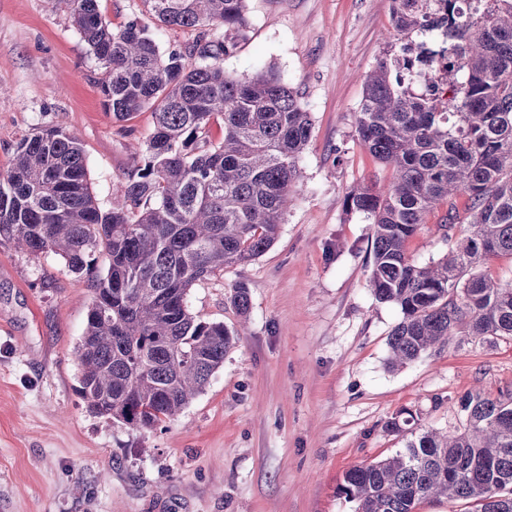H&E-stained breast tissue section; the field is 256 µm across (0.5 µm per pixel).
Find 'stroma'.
Masks as SVG:
<instances>
[{
  "instance_id": "obj_1",
  "label": "stroma",
  "mask_w": 512,
  "mask_h": 512,
  "mask_svg": "<svg viewBox=\"0 0 512 512\" xmlns=\"http://www.w3.org/2000/svg\"><path fill=\"white\" fill-rule=\"evenodd\" d=\"M390 0H248L246 36L224 60L244 79L271 69L310 112L296 200L274 244L190 289L200 319L239 338L178 418L136 430L91 412L76 348L92 292L53 254L0 245V512H356L354 465L394 455L391 418L454 433L459 400L512 390V340L450 345L388 365L402 314L367 285L373 226L347 193L389 173L361 145L356 112L391 29ZM101 71L62 0H0V173L18 140L57 126L82 141L90 190L111 207L153 131L150 110L106 114ZM437 206L409 241L445 253ZM249 289L247 315L230 301Z\"/></svg>"
}]
</instances>
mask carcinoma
Returning <instances> with one entry per match:
<instances>
[{"label": "carcinoma", "mask_w": 512, "mask_h": 512, "mask_svg": "<svg viewBox=\"0 0 512 512\" xmlns=\"http://www.w3.org/2000/svg\"><path fill=\"white\" fill-rule=\"evenodd\" d=\"M62 2L102 66L105 111L121 121L149 109L154 132L110 209L90 191L78 136L48 127L20 138L0 174V244L52 253L87 278L80 393L94 413L148 430L177 417L224 365L234 333L192 314L187 293L275 242L312 121L273 72H224L247 0H144L154 25L196 31L166 54L150 25L114 29L97 0ZM391 22L357 112L359 139L390 178L351 190L345 208L371 220L369 286L402 314L388 339L395 367L469 338L512 339V284L487 270L490 257H512V0H391ZM461 193L470 205L457 239ZM440 203L438 230L455 244L419 265L407 242ZM460 406L467 423L452 435L418 432L412 416L387 422L410 438L345 473L357 512H418L439 497L512 512V392L471 391Z\"/></svg>", "instance_id": "cac0c4a2"}]
</instances>
